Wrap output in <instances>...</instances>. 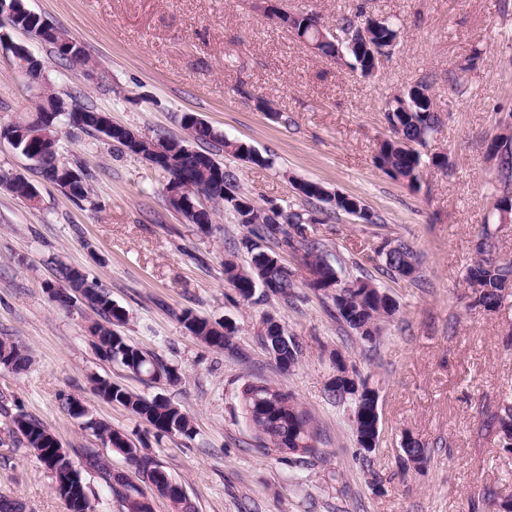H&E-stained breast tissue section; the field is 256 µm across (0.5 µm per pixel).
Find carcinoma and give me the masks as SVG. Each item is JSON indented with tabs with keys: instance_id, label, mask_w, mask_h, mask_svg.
Wrapping results in <instances>:
<instances>
[{
	"instance_id": "cac0c4a2",
	"label": "carcinoma",
	"mask_w": 512,
	"mask_h": 512,
	"mask_svg": "<svg viewBox=\"0 0 512 512\" xmlns=\"http://www.w3.org/2000/svg\"><path fill=\"white\" fill-rule=\"evenodd\" d=\"M281 25L292 28L298 37L314 39L309 32L307 18L303 14L280 16ZM372 37L371 42L378 48H388L397 42L400 26L394 21L367 20ZM56 60L64 65H85L88 57L83 49L72 51L57 45V40H46ZM318 50L325 56H334L341 50L348 56L349 65L366 75L373 65V56L359 45L338 46L332 41L319 43ZM406 102L404 107H396L386 102L385 120L391 136L381 141L375 163L384 173L394 179H401L416 190L420 187L423 171L426 169H448V156L433 154L423 157L419 148L426 145L438 122L434 103L426 81L419 80L402 91ZM99 112L91 108H73L65 111L64 100L50 88L35 100L32 115L7 125L11 135L10 144L21 154L26 155L36 147L38 134L44 131L45 120L49 116L65 117L67 124L82 131H94L104 135L109 141L123 150L129 149L122 127L103 128L98 118ZM185 131L183 138L157 137L142 140L134 150L144 157L160 156L159 169L173 178L184 174L190 183L201 187L200 193L207 200L222 206L233 214L238 224L247 229L241 239L248 260L241 264L237 254L224 259V280L244 302L257 303L269 295L288 301L295 295L297 283L295 272L284 265L281 253L298 257L309 269L316 272L317 279L306 287L322 295L331 304L330 314L345 324L361 340L373 343L382 333V322L394 314L396 300L381 295L383 289L363 277L345 278L325 254L324 245L306 233L309 223L323 224L331 215L344 213L354 215L365 210L361 200L340 195L329 208H311L321 198L313 193L303 196L309 207L288 210L286 224H269L263 216L262 207L248 195L239 191L238 176L235 171L224 166L217 154L226 153L238 159L247 156L250 164L265 168L271 159L262 155L252 146L231 141L217 133L207 122L187 114L181 118ZM488 150L501 153L500 181L502 194L497 197L494 209L498 212L512 209V132L504 128L488 144ZM43 181L62 188L67 195L79 201L92 202L89 179L85 170L74 168L60 158L59 152L43 155L35 166ZM30 181L25 177L6 171L0 173V187L6 188L18 199H30ZM500 227L486 224L477 242L479 258L468 270L466 280L472 291V305L488 312L497 310L503 302L512 298V261L496 262L483 257L491 247ZM378 256L383 260L387 273L394 277L417 278L416 258L412 247L404 241L394 245L386 244ZM57 284L67 289L74 299L85 298V306L92 312L88 329L95 338L99 356L105 361H117L131 373L147 377L154 382L174 385L181 380L180 372L169 367L162 359L142 351L127 343L116 327L126 321L125 311L114 305L110 295L96 281L86 275L77 274V269L60 265L56 273ZM183 327L201 343L218 349L235 350L232 337L224 332V325L184 312L179 317ZM260 335V342L267 353L282 369L294 366L302 353V346L293 336L278 325L270 324ZM31 364V356L17 344L0 340V365L15 372H21ZM358 387L351 389L344 380L334 381L327 387V393L336 404H348L352 408V424L356 436H363L372 428L368 407L371 390L367 380L357 378ZM91 391L107 400L122 405L134 418L143 421L161 435H176L191 438L194 435L192 418L177 404L164 396L156 395L149 399L132 393L118 384L99 376L89 377ZM239 405L246 424L255 432V450L265 456L280 455L303 459L292 449L304 443L306 452L315 451L316 433L312 418L298 404L295 396L273 386L268 380L256 377L245 383L239 393ZM64 410L73 418H85L83 427L90 430L104 445L125 455V458L139 466L145 465L147 458L140 455V449L129 437L108 422L93 420L88 413L81 415L72 410L70 402H65ZM498 427L512 429V398L502 400L496 414ZM12 424L31 449L52 473L54 489L58 490L73 482L79 475L73 468L71 457H54L53 437L55 434L45 424L31 418L23 411L11 416ZM402 455L398 464L407 468L410 463L424 465L428 462L426 449L412 434H405L401 443ZM84 470L97 475L111 497L122 504L124 512H152V507L144 492L125 480L122 474L112 470L111 462L93 452L87 451L82 457Z\"/></svg>"
}]
</instances>
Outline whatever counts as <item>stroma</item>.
I'll use <instances>...</instances> for the list:
<instances>
[{"label": "stroma", "instance_id": "1", "mask_svg": "<svg viewBox=\"0 0 512 512\" xmlns=\"http://www.w3.org/2000/svg\"><path fill=\"white\" fill-rule=\"evenodd\" d=\"M24 3L90 58L86 66L62 65L48 45L9 32L44 61L46 85L73 104L150 138L180 136L183 114L201 117L273 158L267 169L223 158L261 205L301 206L299 179L362 199L376 223L342 214L311 234L344 274L373 279L399 309L371 345L308 288L288 304L274 297L245 303L224 280V258L244 233L230 212L218 210L215 231L201 233L169 206L167 174L63 124L61 158L92 176V202L74 200L40 181L30 161L0 140V170L36 182L41 194L30 206L0 187V339L32 356L21 373L0 366V494L23 512H66L51 472L10 434L19 410L51 427L62 447L99 450L115 470L131 473L123 454L63 410L69 398L113 428L139 433L145 454L182 484L196 512H469L483 488L512 495V456L501 451L493 418L512 396V301L494 312L471 306L465 280L481 225L498 222L502 185L486 148L512 124V0H281L284 10L314 13L330 29L359 3L397 22L399 41L370 79L309 51L252 0ZM474 48L482 58L464 70ZM421 78L440 119L423 152L447 154L451 164L425 171L414 190L378 169L374 157L389 134L387 100ZM27 85L12 53L0 50V126L33 112ZM396 239L417 255L416 280L381 269L377 251ZM60 262L98 279L127 314L121 336L177 368L181 383H148L102 360L84 304L58 306L44 289ZM185 310L233 322L237 353L190 335L178 320ZM269 314L303 346L290 370H279L260 343ZM338 355L378 392L379 443L368 456L349 407L327 395ZM255 374L292 392L314 417L317 451L305 466L255 451L238 405ZM93 375L170 398L193 417L194 437L156 435L122 406L97 399ZM406 432L427 448L424 468H400Z\"/></svg>", "mask_w": 512, "mask_h": 512}]
</instances>
